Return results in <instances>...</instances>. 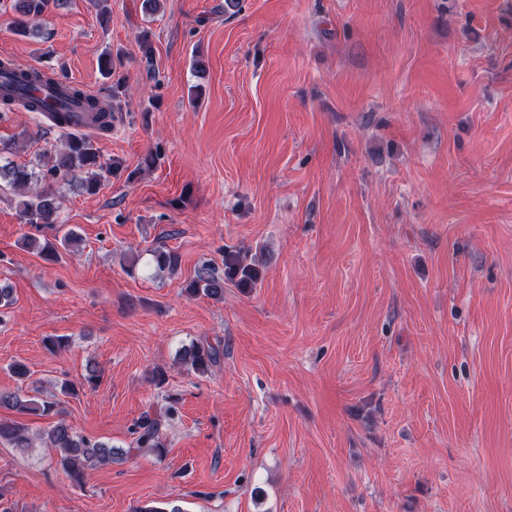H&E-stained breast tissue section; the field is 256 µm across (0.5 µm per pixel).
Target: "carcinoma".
I'll return each mask as SVG.
<instances>
[{
	"instance_id": "1",
	"label": "carcinoma",
	"mask_w": 512,
	"mask_h": 512,
	"mask_svg": "<svg viewBox=\"0 0 512 512\" xmlns=\"http://www.w3.org/2000/svg\"><path fill=\"white\" fill-rule=\"evenodd\" d=\"M14 13L13 31L24 37L38 36V23L51 9L60 6L61 0H10ZM101 71L111 78V97L116 98L125 91L123 77H112V56L104 55L100 59ZM9 72L17 94L0 97V119L9 113L23 109L27 112H42L46 109L56 111V126L64 123L63 111L65 102L77 100L85 102L86 109L92 114L94 122L105 130L111 127L112 109L97 99L86 96L84 89L78 84L69 85L61 95V101L53 106L31 94V89L45 82L44 77L34 71L18 69L11 62L0 61V72ZM121 163L116 160L103 161L92 142L85 138L70 137L63 147L53 154L40 160L38 169L18 165L11 160L0 164V182L5 188L21 196L18 202L24 223L38 227L56 223L60 209V199L53 190V184L73 179L78 181V188L88 194L100 190L104 183L120 174ZM78 235L70 230L60 239V243L45 239L37 241L34 236H25V245L37 251L43 259L55 261L60 258L58 247H67L76 241ZM154 262L157 270L174 273L180 266V257L170 250L154 251ZM236 279L239 284L248 287L258 279L256 268L244 262L237 253L224 254V275H219L209 268L198 272L196 279L189 285L191 295L203 294L218 298L224 293V279ZM222 350L220 344L195 343L184 351V359L194 372L207 373L220 360ZM0 406L12 408L20 413L46 416L54 414L58 420L44 433L46 447L58 455V464L75 482H82L85 471L96 465L112 462L115 449L108 444L91 439L75 432L61 417L59 404L44 400L40 403L21 400L16 394L1 395ZM175 407L169 406L160 416L146 413L136 424L134 449H147L157 457L166 451L161 439V428L164 422L174 416ZM9 442L14 448L32 447L33 438L29 428L14 419H0V441Z\"/></svg>"
}]
</instances>
